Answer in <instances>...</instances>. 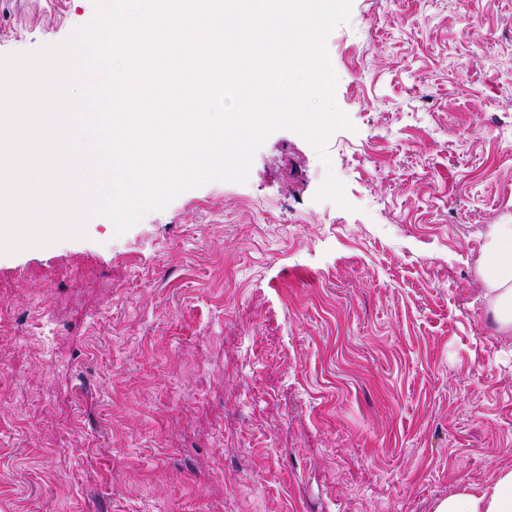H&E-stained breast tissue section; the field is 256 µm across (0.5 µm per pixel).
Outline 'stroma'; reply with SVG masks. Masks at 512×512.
<instances>
[{
  "label": "stroma",
  "mask_w": 512,
  "mask_h": 512,
  "mask_svg": "<svg viewBox=\"0 0 512 512\" xmlns=\"http://www.w3.org/2000/svg\"><path fill=\"white\" fill-rule=\"evenodd\" d=\"M93 14L0 0V55ZM326 49L328 161L279 130L247 183L0 255V512H434L512 467L477 276L512 222V0H351Z\"/></svg>",
  "instance_id": "1"
}]
</instances>
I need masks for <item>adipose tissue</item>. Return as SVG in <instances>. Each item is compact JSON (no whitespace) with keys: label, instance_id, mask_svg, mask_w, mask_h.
Segmentation results:
<instances>
[{"label":"adipose tissue","instance_id":"obj_1","mask_svg":"<svg viewBox=\"0 0 512 512\" xmlns=\"http://www.w3.org/2000/svg\"><path fill=\"white\" fill-rule=\"evenodd\" d=\"M478 274L498 332L512 333V224L491 225ZM434 512H512V467L501 470L490 484L442 498Z\"/></svg>","mask_w":512,"mask_h":512}]
</instances>
